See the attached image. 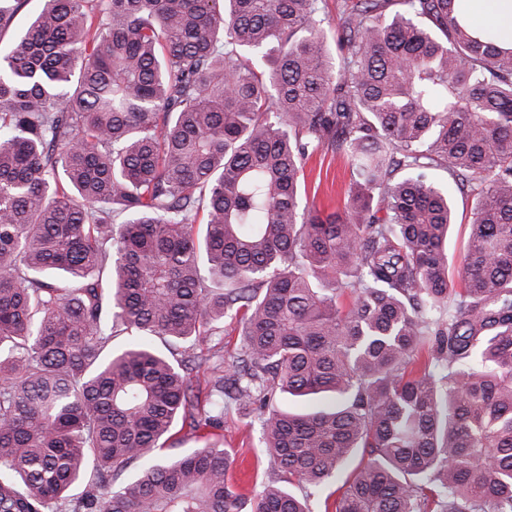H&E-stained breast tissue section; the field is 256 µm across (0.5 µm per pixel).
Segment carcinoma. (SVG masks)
<instances>
[{
	"mask_svg": "<svg viewBox=\"0 0 512 512\" xmlns=\"http://www.w3.org/2000/svg\"><path fill=\"white\" fill-rule=\"evenodd\" d=\"M320 2L45 0L0 54V512H312L356 458L335 512H512V47L345 0L337 60ZM438 168L475 196L456 280ZM303 179L306 206L325 213L344 209L349 172L340 153L326 148L314 153L304 165ZM247 412L233 410L224 414V430H215L214 432L224 434V446L230 445L235 449L242 448L241 451L244 452L246 461L241 467L238 464L234 465L230 478L242 492L248 493L249 496H256L262 490L264 483L274 475L268 457L263 455L262 448H259L258 414L255 412L246 416ZM256 457L259 458V462Z\"/></svg>",
	"mask_w": 512,
	"mask_h": 512,
	"instance_id": "1",
	"label": "carcinoma"
}]
</instances>
